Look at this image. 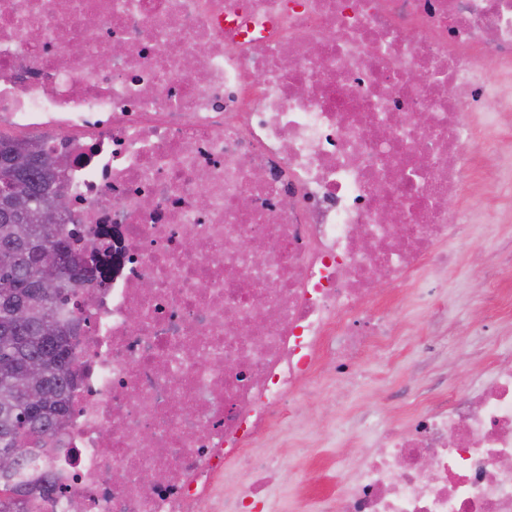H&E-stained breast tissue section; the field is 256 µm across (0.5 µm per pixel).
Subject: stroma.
<instances>
[{"label":"stroma","mask_w":512,"mask_h":512,"mask_svg":"<svg viewBox=\"0 0 512 512\" xmlns=\"http://www.w3.org/2000/svg\"><path fill=\"white\" fill-rule=\"evenodd\" d=\"M499 156L481 154L472 222L451 245V264L425 279L437 306L405 296L392 306L395 333L364 352L350 388L325 378L281 420L268 447L283 469L308 468L313 493H340L375 443L372 427L421 399L464 393L512 336V190L496 180Z\"/></svg>","instance_id":"obj_1"}]
</instances>
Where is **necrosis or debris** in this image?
<instances>
[{
    "label": "necrosis or debris",
    "instance_id": "obj_1",
    "mask_svg": "<svg viewBox=\"0 0 512 512\" xmlns=\"http://www.w3.org/2000/svg\"><path fill=\"white\" fill-rule=\"evenodd\" d=\"M509 82L512 0H0V135L66 160L90 270L27 512H288L284 479L298 512H512L507 350L376 429L339 497L255 449L392 335L379 284L446 261Z\"/></svg>",
    "mask_w": 512,
    "mask_h": 512
}]
</instances>
